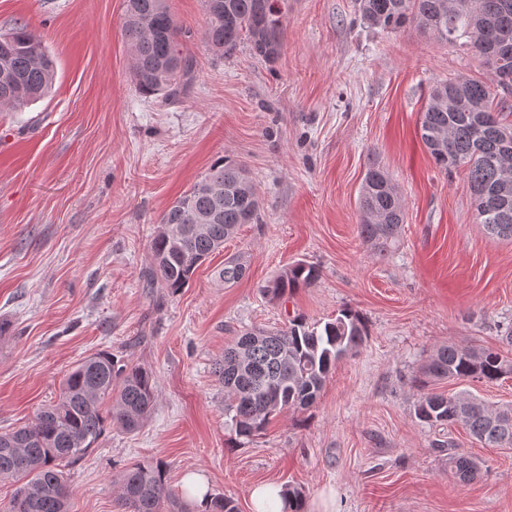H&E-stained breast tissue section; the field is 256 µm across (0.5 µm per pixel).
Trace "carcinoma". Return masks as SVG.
<instances>
[{"label": "carcinoma", "instance_id": "1", "mask_svg": "<svg viewBox=\"0 0 512 512\" xmlns=\"http://www.w3.org/2000/svg\"><path fill=\"white\" fill-rule=\"evenodd\" d=\"M207 43L217 56L232 54L241 39L264 60L282 47L283 24L278 0H205ZM364 22L398 30L413 23L438 42L478 55L494 83L453 78L434 84L419 119L423 146L439 170L466 172L476 220L486 233L512 238V198L503 202L497 187L512 168V121L493 107L496 89L512 90V0H358ZM123 33L132 51L133 80L145 96L176 97L181 78L191 68L183 53L179 28L167 0H126ZM9 48L6 71H0V111H17L45 97L55 79L53 57L26 26L0 35V54ZM224 185V200L204 186ZM363 214L360 237L383 253L396 242L405 213L388 173L378 165L366 169L360 191ZM259 200L251 180L225 158L163 213L152 241L153 264L144 275L147 288L178 293L211 256L218 243L233 237L242 224L257 219ZM196 216L208 218L195 227ZM246 274L238 258L224 261V283ZM320 269L297 261L264 286L278 302L313 284ZM361 315L344 308L324 324L302 316L276 331H248L224 351L218 373L224 385V411L235 433L251 438L277 413L311 406L336 363L357 352L365 342ZM512 374V361L491 349L448 345L429 356L415 378L424 390L415 417L428 425L461 424L489 448L512 447V405L490 407L470 395H448L425 388L444 380L472 379L494 383ZM155 400L153 375L108 351L78 363L67 375L56 403L41 408L34 423L0 432V480L29 489L30 512H68L71 491L62 464L84 457L109 420L127 431L137 430ZM448 467L461 482L473 480L480 461L466 453H448ZM125 512H185L166 483V464H135L118 474ZM205 512H238L235 500L216 495Z\"/></svg>", "mask_w": 512, "mask_h": 512}]
</instances>
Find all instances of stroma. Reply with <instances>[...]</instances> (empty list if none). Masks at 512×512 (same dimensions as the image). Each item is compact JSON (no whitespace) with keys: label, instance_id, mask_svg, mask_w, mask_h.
Returning <instances> with one entry per match:
<instances>
[{"label":"stroma","instance_id":"1","mask_svg":"<svg viewBox=\"0 0 512 512\" xmlns=\"http://www.w3.org/2000/svg\"><path fill=\"white\" fill-rule=\"evenodd\" d=\"M194 66L175 101L134 85L125 0H0V32L27 25L56 61L51 93L0 112V432L33 422L83 358L106 350L152 372L156 400L129 433L108 424L65 469L69 512H122L117 475L164 461L188 512L184 477L251 512L253 486L302 489L321 512H512V448H484L462 425L414 415L413 381L436 348L486 347L512 360V239L485 233L465 172L436 169L419 132L429 88L482 60L415 25L371 29L356 0H283L278 57L248 43L206 45L204 0H168ZM261 199L257 223L214 253L178 293L144 288L162 213L222 158ZM389 174L405 207L398 243L359 237L365 169ZM245 276L225 284L224 261ZM319 279L272 303L262 285L289 264ZM351 307L368 337L316 402L251 439L231 430L215 364L246 329L327 322ZM438 391L512 404V376L444 381ZM479 459L459 482L445 443Z\"/></svg>","mask_w":512,"mask_h":512}]
</instances>
